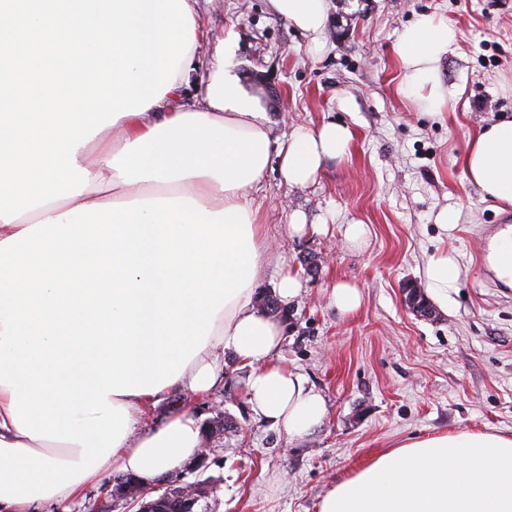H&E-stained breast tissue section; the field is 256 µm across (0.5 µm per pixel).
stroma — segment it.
Instances as JSON below:
<instances>
[{
    "label": "stroma",
    "mask_w": 512,
    "mask_h": 512,
    "mask_svg": "<svg viewBox=\"0 0 512 512\" xmlns=\"http://www.w3.org/2000/svg\"><path fill=\"white\" fill-rule=\"evenodd\" d=\"M210 37L237 33L238 71L266 112L273 137L325 122L348 126V154L327 161L306 186L284 182L277 166L253 191L266 214L273 257L258 292H273L292 269L303 289L288 308L277 361L303 374L327 414L291 439L257 414L246 368L225 365L224 385L206 397L172 391L146 425L188 406L203 422L229 418L204 466L188 462L177 484L209 490L202 512H318L322 497L379 452L413 436L462 430L512 435V288L485 279L483 225L504 210L464 175L468 139L512 115V0H329L319 42L272 12L269 0H198ZM424 14L448 21L457 39L440 63L453 98L428 111L402 92L394 43ZM280 93L271 103L268 87ZM455 213L454 230L436 217ZM324 225L297 236L294 213ZM367 227L362 244L347 225ZM446 253L458 286L432 317L407 307V283H425L430 259ZM317 259V272L303 258ZM348 282L362 303L340 311L332 290Z\"/></svg>",
    "instance_id": "35a3bbf8"
}]
</instances>
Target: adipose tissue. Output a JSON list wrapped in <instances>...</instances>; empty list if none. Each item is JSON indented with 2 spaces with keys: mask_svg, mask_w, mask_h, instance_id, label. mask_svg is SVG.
I'll return each mask as SVG.
<instances>
[{
  "mask_svg": "<svg viewBox=\"0 0 512 512\" xmlns=\"http://www.w3.org/2000/svg\"><path fill=\"white\" fill-rule=\"evenodd\" d=\"M196 0H0V512H82L104 476L149 483L201 451L188 407L140 419L172 390L206 396L224 355L254 410L291 438L323 396L278 364L283 324L256 303L271 245L252 192L271 162L291 186L343 158L328 122L273 142L218 38L202 106L180 104L205 33ZM319 39L328 0H270ZM455 29L424 15L394 47L403 90L449 103ZM466 179L512 204V118L467 143ZM459 273L430 260L447 305ZM319 512H512V435L406 440L332 486Z\"/></svg>",
  "mask_w": 512,
  "mask_h": 512,
  "instance_id": "1",
  "label": "adipose tissue"
}]
</instances>
